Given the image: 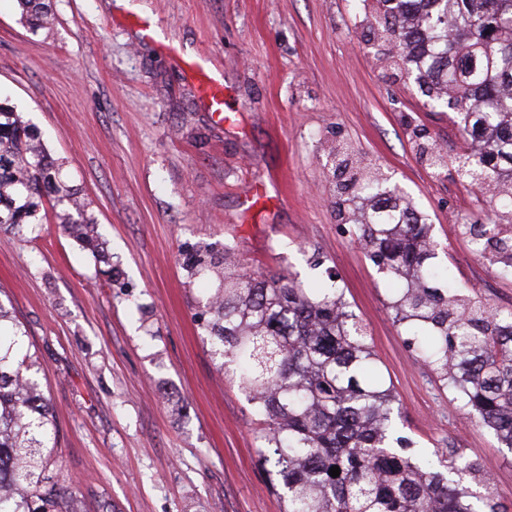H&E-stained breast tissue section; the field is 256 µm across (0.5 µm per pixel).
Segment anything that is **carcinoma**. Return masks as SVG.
Masks as SVG:
<instances>
[{"label": "carcinoma", "instance_id": "1", "mask_svg": "<svg viewBox=\"0 0 512 512\" xmlns=\"http://www.w3.org/2000/svg\"><path fill=\"white\" fill-rule=\"evenodd\" d=\"M30 27L44 0H18ZM373 37L396 45L392 64L414 78L433 108L460 117L470 146L456 160L461 181L512 206V0H360ZM352 191L354 235L380 272L399 283L395 322L421 338L422 357L468 413L512 447V312L457 287L435 266L430 225L367 165ZM91 254L97 221L63 176L39 131L0 100V230L36 239L47 208ZM494 224H468L476 253L512 272ZM190 279L216 276L194 318L219 370L237 378L259 425L257 453L285 512H496L490 482L448 452L428 460L398 435L393 387L374 374L366 328L333 285L311 292L280 273L246 276L211 243L188 244ZM0 301V512H74V488L50 475L61 449L41 363ZM337 466L340 475H329ZM460 472L469 481H453Z\"/></svg>", "mask_w": 512, "mask_h": 512}]
</instances>
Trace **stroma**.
I'll return each instance as SVG.
<instances>
[{
    "label": "stroma",
    "instance_id": "35a3bbf8",
    "mask_svg": "<svg viewBox=\"0 0 512 512\" xmlns=\"http://www.w3.org/2000/svg\"><path fill=\"white\" fill-rule=\"evenodd\" d=\"M113 0H49L30 30L0 0V98L64 161L119 275L48 217L36 241L0 231V298L43 366L61 434L58 479L79 512H283L258 461L238 381L219 372L193 319L209 281H188L183 244L234 245L241 272L334 274L393 386L400 435L434 452L454 442L512 512V449L477 425L418 359L389 307L391 283L355 242L338 153L398 185L431 226L436 261L460 288L512 311V274L475 253L463 224L490 206L452 162L466 144L372 39L349 0H142L143 39ZM223 74L222 121L167 46ZM278 196L252 202L255 185Z\"/></svg>",
    "mask_w": 512,
    "mask_h": 512
}]
</instances>
